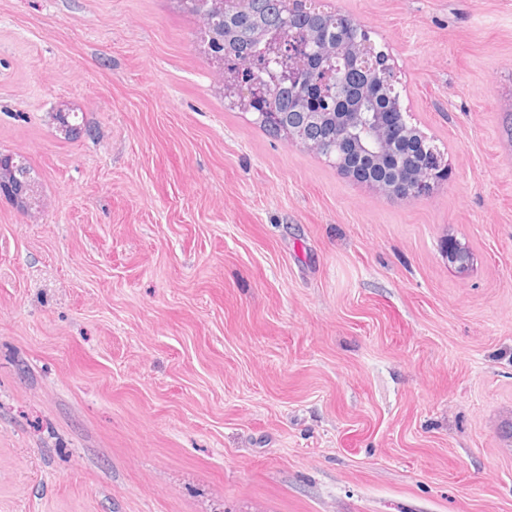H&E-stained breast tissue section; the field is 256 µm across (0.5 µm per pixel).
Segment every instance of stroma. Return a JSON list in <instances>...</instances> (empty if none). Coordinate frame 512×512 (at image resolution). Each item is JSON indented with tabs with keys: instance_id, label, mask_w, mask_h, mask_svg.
Masks as SVG:
<instances>
[{
	"instance_id": "35a3bbf8",
	"label": "stroma",
	"mask_w": 512,
	"mask_h": 512,
	"mask_svg": "<svg viewBox=\"0 0 512 512\" xmlns=\"http://www.w3.org/2000/svg\"><path fill=\"white\" fill-rule=\"evenodd\" d=\"M322 3L429 195L229 109L177 0H0V512H512V0ZM355 42L358 45V49L349 54L348 58H344L343 62L345 65L358 64L365 70L370 72L373 79L382 86L389 87L392 91L397 93L398 78L397 73L392 65L383 64L380 65L375 54L370 50L371 46H374L370 40V34L367 30L362 29L360 32H355ZM15 161L18 163L19 167L16 169L14 174L10 170H5L3 177L8 178L10 176L11 179L14 178V176H17L20 179H25L29 183H31L33 187V195L30 198V202H28L29 211L37 210L41 205V195L39 191V186L32 176L31 166L29 165L28 161L20 154L14 153Z\"/></svg>"
}]
</instances>
